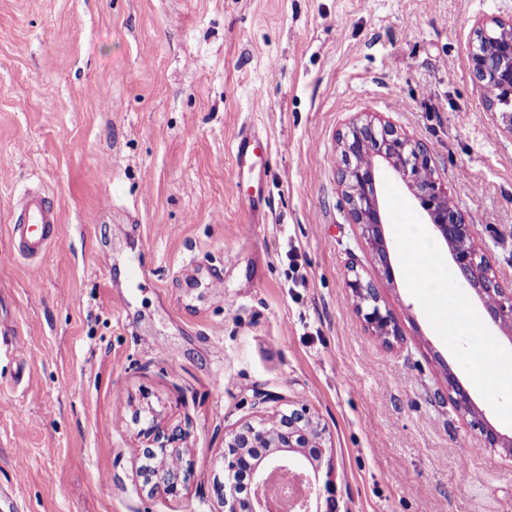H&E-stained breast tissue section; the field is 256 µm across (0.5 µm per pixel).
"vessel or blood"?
Returning <instances> with one entry per match:
<instances>
[{"label":"vessel or blood","instance_id":"obj_1","mask_svg":"<svg viewBox=\"0 0 512 512\" xmlns=\"http://www.w3.org/2000/svg\"><path fill=\"white\" fill-rule=\"evenodd\" d=\"M267 149V141L248 133L239 135L231 147L238 171L252 169ZM58 221V211L45 193H26L17 206L10 226L18 255L34 257L44 254L52 243L54 226Z\"/></svg>","mask_w":512,"mask_h":512}]
</instances>
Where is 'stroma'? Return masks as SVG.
<instances>
[{
    "mask_svg": "<svg viewBox=\"0 0 512 512\" xmlns=\"http://www.w3.org/2000/svg\"><path fill=\"white\" fill-rule=\"evenodd\" d=\"M486 17L512 0H0V496L218 512L225 430L304 402L340 512H512V455L443 396L447 373L479 369L478 342L438 335L404 276L379 280L337 179L351 119H389L431 146L512 281V131L468 65ZM244 132L270 144L257 203L231 191ZM31 188L60 222L26 260L10 224ZM377 198L399 269L394 227L420 208L384 165ZM353 268L400 341L366 329ZM469 395L512 438V393ZM151 419L186 432L179 497L137 489Z\"/></svg>",
    "mask_w": 512,
    "mask_h": 512,
    "instance_id": "35a3bbf8",
    "label": "stroma"
}]
</instances>
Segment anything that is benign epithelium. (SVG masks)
Returning <instances> with one entry per match:
<instances>
[{"label":"benign epithelium","mask_w":512,"mask_h":512,"mask_svg":"<svg viewBox=\"0 0 512 512\" xmlns=\"http://www.w3.org/2000/svg\"><path fill=\"white\" fill-rule=\"evenodd\" d=\"M475 38L468 58L474 86L487 108L499 112L512 128V18L492 17L476 22ZM343 167L339 182L353 223L359 225L371 244L379 275L394 281L389 250L383 233V217L376 193L375 158L380 157L408 186L426 221L448 245L458 275L478 294L492 320L512 324V284L491 274V257L478 245L474 225L448 194L439 178L432 149L424 142L402 134L390 122L374 116L358 119L341 137ZM346 288L365 325L385 343L400 340L401 332L391 312L381 306L374 281L364 280L351 269ZM448 391L456 409L471 417L485 448L509 447L489 429L472 404L469 394L448 373ZM148 444L140 449L144 460L138 469V490L153 496H178L192 469L179 446L184 434L152 424L145 429ZM325 428L306 403L279 411L268 419L246 423L224 433L220 459L223 480H215L214 491L223 512H335V489L331 482L319 484V470L327 453ZM286 471L295 483L272 484L274 476Z\"/></svg>","instance_id":"benign-epithelium-1"}]
</instances>
